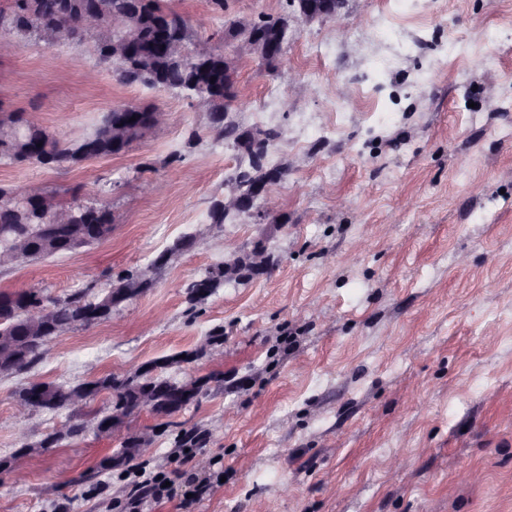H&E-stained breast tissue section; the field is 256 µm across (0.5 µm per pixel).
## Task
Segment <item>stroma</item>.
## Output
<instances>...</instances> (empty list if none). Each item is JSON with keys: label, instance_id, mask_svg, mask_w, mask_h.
Masks as SVG:
<instances>
[{"label": "stroma", "instance_id": "35a3bbf8", "mask_svg": "<svg viewBox=\"0 0 512 512\" xmlns=\"http://www.w3.org/2000/svg\"><path fill=\"white\" fill-rule=\"evenodd\" d=\"M167 4L217 45L225 17L287 15L275 76L239 62L229 105L240 128L281 133L278 214L209 222L240 156L189 100L86 82L95 57L75 39L0 46L2 112L37 111L69 139L123 104L167 115L117 156L0 163L2 187L92 197L113 218L103 243L0 270V290L103 293L129 270L154 280L110 321L55 339L31 371L0 376V459L25 474L0 473V512L53 499L96 512L81 489L146 428L158 465L191 434L207 437L201 459L223 452L225 482L198 512H512V0H347L337 21L304 20L289 0ZM291 82L304 90L285 110ZM186 235L193 246L154 267ZM257 243L281 259L271 274L189 301L190 282ZM219 331L223 357L194 358ZM144 370L202 391L111 438L16 455L22 384Z\"/></svg>", "mask_w": 512, "mask_h": 512}]
</instances>
